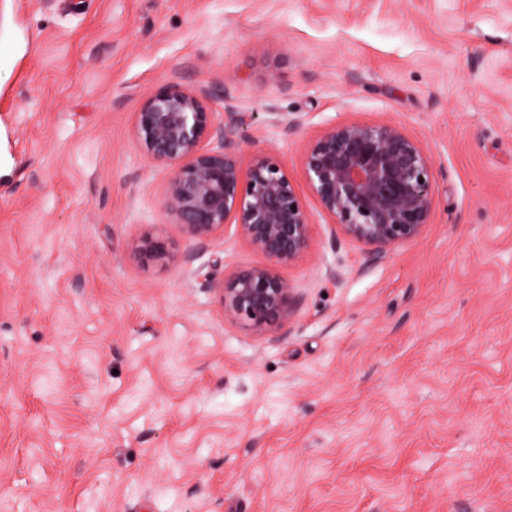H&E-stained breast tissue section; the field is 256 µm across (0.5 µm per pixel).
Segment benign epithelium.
<instances>
[{"mask_svg":"<svg viewBox=\"0 0 512 512\" xmlns=\"http://www.w3.org/2000/svg\"><path fill=\"white\" fill-rule=\"evenodd\" d=\"M248 117L229 104L215 121L202 94L178 85L149 92L134 133L147 157L172 167L163 208L198 244L207 245L228 224L266 265L239 268L222 278L208 273L201 287L215 291L224 319L263 335L283 328L300 297L276 266L302 261L314 224L280 161L269 153L243 169L238 147ZM219 141L217 149L205 143ZM303 167L311 192L331 218V235L366 246L374 260L417 240L434 206V167L423 145L401 124L346 122L310 140ZM135 258L182 265L186 259L159 238L130 246Z\"/></svg>","mask_w":512,"mask_h":512,"instance_id":"1","label":"benign epithelium"}]
</instances>
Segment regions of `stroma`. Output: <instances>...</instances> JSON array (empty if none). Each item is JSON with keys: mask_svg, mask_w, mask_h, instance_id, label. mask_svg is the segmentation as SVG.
Instances as JSON below:
<instances>
[{"mask_svg": "<svg viewBox=\"0 0 512 512\" xmlns=\"http://www.w3.org/2000/svg\"><path fill=\"white\" fill-rule=\"evenodd\" d=\"M167 84L251 113L242 167L310 216L282 329L196 280L263 263L234 227L164 212L133 125ZM1 93L0 512H512V0H0ZM387 120L434 208L373 263L302 154ZM130 251L134 258L160 259L172 265H182L186 262L180 254L170 251L165 242L159 238L144 237L135 241L130 246Z\"/></svg>", "mask_w": 512, "mask_h": 512, "instance_id": "stroma-1", "label": "stroma"}]
</instances>
